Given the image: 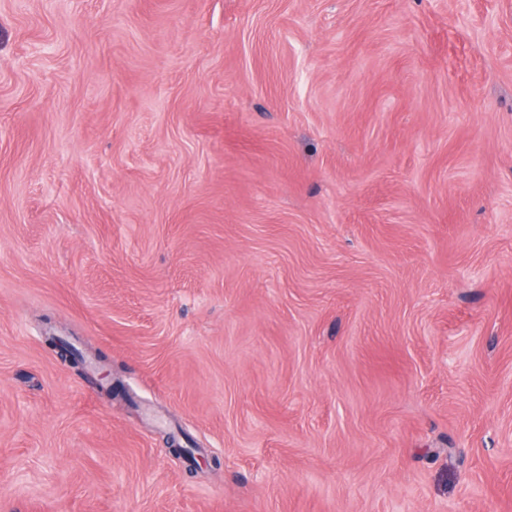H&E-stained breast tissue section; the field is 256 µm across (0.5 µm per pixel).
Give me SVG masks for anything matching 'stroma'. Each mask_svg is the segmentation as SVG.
<instances>
[{
	"instance_id": "35a3bbf8",
	"label": "stroma",
	"mask_w": 512,
	"mask_h": 512,
	"mask_svg": "<svg viewBox=\"0 0 512 512\" xmlns=\"http://www.w3.org/2000/svg\"><path fill=\"white\" fill-rule=\"evenodd\" d=\"M0 512H512V0H0Z\"/></svg>"
}]
</instances>
